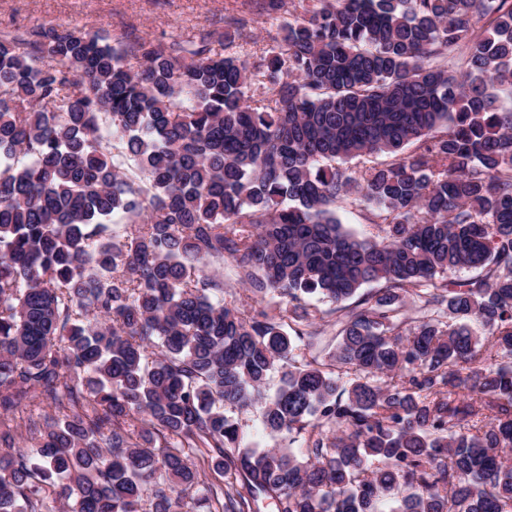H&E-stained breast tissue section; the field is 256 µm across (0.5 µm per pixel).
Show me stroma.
I'll return each instance as SVG.
<instances>
[{
  "label": "stroma",
  "instance_id": "obj_1",
  "mask_svg": "<svg viewBox=\"0 0 512 512\" xmlns=\"http://www.w3.org/2000/svg\"><path fill=\"white\" fill-rule=\"evenodd\" d=\"M316 0H284L280 11L252 15L253 0H0V35L52 27H77L112 40H186L223 29L224 18H248L247 38L234 50L251 57L257 48L276 44L288 22L313 9Z\"/></svg>",
  "mask_w": 512,
  "mask_h": 512
}]
</instances>
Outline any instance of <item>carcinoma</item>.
Segmentation results:
<instances>
[{
    "label": "carcinoma",
    "instance_id": "obj_1",
    "mask_svg": "<svg viewBox=\"0 0 512 512\" xmlns=\"http://www.w3.org/2000/svg\"><path fill=\"white\" fill-rule=\"evenodd\" d=\"M319 2L252 61L0 37V512H512V0ZM336 215L347 230L361 239H377L378 235H383L376 226L378 220L374 217L372 208L348 201L336 209ZM209 272L216 276L219 279L224 280V303L229 307H237L241 309V311H250L251 308L249 305L242 306V302L240 297H244L242 290L239 288H244L241 285L237 284L233 280L232 272L230 270V265L228 262H214L209 266ZM315 308L318 309L317 312V319L315 320L317 329L320 332V340H321V347L328 346L326 349L333 347L336 343V340L334 339V335L336 333V329L332 326V323L335 319L334 315H328L326 312L333 306H330L327 303H321V302H312ZM323 319H318L322 318ZM234 416L240 420L239 422L246 433L247 441L251 445H256L260 448L274 445L273 441L262 435L260 422L255 410H236Z\"/></svg>",
    "mask_w": 512,
    "mask_h": 512
}]
</instances>
